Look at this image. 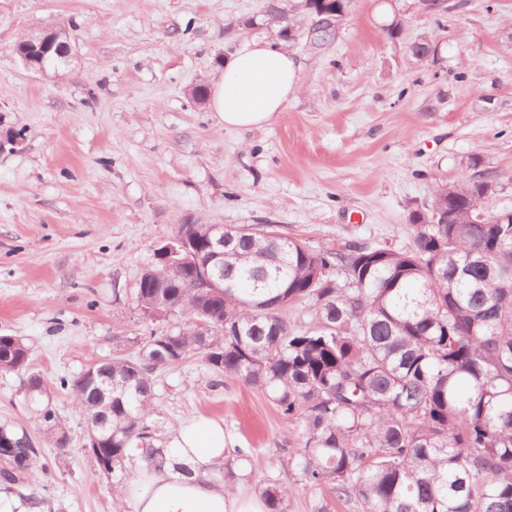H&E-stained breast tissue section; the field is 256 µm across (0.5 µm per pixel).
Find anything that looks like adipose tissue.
<instances>
[{"label":"adipose tissue","mask_w":512,"mask_h":512,"mask_svg":"<svg viewBox=\"0 0 512 512\" xmlns=\"http://www.w3.org/2000/svg\"><path fill=\"white\" fill-rule=\"evenodd\" d=\"M299 67L283 46L244 41L224 62L210 89L209 108L219 125L250 129L272 124L299 90ZM232 436L223 421L190 418L172 431L173 462L157 470L137 462L124 502L127 512H266L262 497L215 484Z\"/></svg>","instance_id":"ef3b65f1"}]
</instances>
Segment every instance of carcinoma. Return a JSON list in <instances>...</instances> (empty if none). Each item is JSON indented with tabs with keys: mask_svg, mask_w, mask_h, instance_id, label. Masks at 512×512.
<instances>
[{
	"mask_svg": "<svg viewBox=\"0 0 512 512\" xmlns=\"http://www.w3.org/2000/svg\"><path fill=\"white\" fill-rule=\"evenodd\" d=\"M441 25L447 0H424ZM334 41L324 27L308 46ZM441 213L410 219L412 247L366 244L313 250L269 225H239L224 249V288L192 287L191 264L150 269L174 287L136 283L134 301L151 322L182 318L138 341L140 353L98 363L112 372V400L97 404L86 373L62 377L87 422L103 417L104 474L125 486L131 449L158 466L154 444L157 372L198 358L217 379L261 389L301 447L288 467L312 490L360 512H512V223L469 224L480 204L473 177L441 185ZM312 312L295 328L285 310ZM211 327L198 335L197 321ZM30 349L0 336V370L27 368ZM29 403L55 444L67 435L40 376H29ZM5 484L36 475L26 435ZM251 462L235 448L215 480L232 486ZM269 512H286L288 488L269 480Z\"/></svg>",
	"mask_w": 512,
	"mask_h": 512,
	"instance_id": "obj_1",
	"label": "carcinoma"
}]
</instances>
